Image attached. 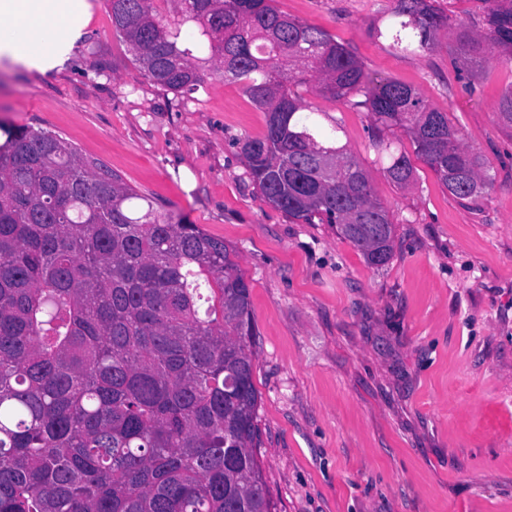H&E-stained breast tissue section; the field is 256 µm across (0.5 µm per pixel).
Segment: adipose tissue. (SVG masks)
<instances>
[{
    "mask_svg": "<svg viewBox=\"0 0 512 512\" xmlns=\"http://www.w3.org/2000/svg\"><path fill=\"white\" fill-rule=\"evenodd\" d=\"M87 16L86 0H0V60L41 72L60 65Z\"/></svg>",
    "mask_w": 512,
    "mask_h": 512,
    "instance_id": "1",
    "label": "adipose tissue"
}]
</instances>
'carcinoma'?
<instances>
[{
    "label": "carcinoma",
    "instance_id": "cac0c4a2",
    "mask_svg": "<svg viewBox=\"0 0 512 512\" xmlns=\"http://www.w3.org/2000/svg\"><path fill=\"white\" fill-rule=\"evenodd\" d=\"M105 0L140 74L165 91L209 72L243 84L266 132L241 154L262 197L297 224H334L374 267L394 226L366 168L318 122L306 86L364 109L388 176L411 184L395 131L442 186L475 202L486 163L413 88L371 76L325 29L273 0ZM487 33L430 0H395L391 47L453 30L472 59L512 63V0H481ZM197 31L192 46L181 27ZM512 127V88L497 104ZM0 143V512H276L257 448L260 394L250 283L224 242L153 202L60 135Z\"/></svg>",
    "mask_w": 512,
    "mask_h": 512
}]
</instances>
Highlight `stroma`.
Instances as JSON below:
<instances>
[{
  "instance_id": "1",
  "label": "stroma",
  "mask_w": 512,
  "mask_h": 512,
  "mask_svg": "<svg viewBox=\"0 0 512 512\" xmlns=\"http://www.w3.org/2000/svg\"><path fill=\"white\" fill-rule=\"evenodd\" d=\"M68 59L0 67V126L60 134L159 213L235 249L257 326L260 460L276 512H512V131L495 107L512 64L472 62L454 35L396 54L379 32L394 0H276L347 44L373 74L447 112L494 179L479 205L414 159L398 187L364 112L312 93L340 121L394 225L369 266L329 224H294L251 183L240 140L265 114L212 74L174 94L143 78L104 0Z\"/></svg>"
}]
</instances>
